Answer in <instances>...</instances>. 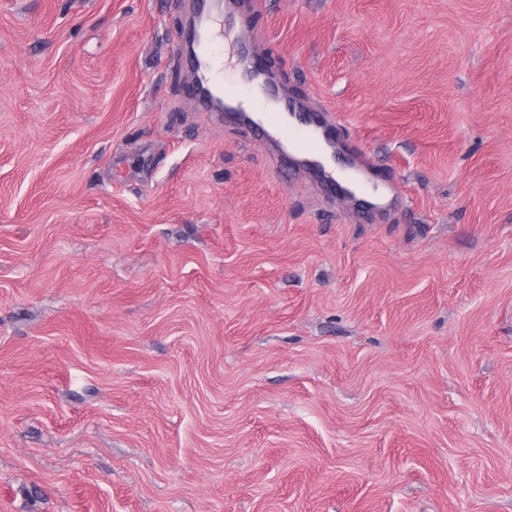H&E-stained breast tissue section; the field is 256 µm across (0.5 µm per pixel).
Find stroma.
Masks as SVG:
<instances>
[{
    "instance_id": "35a3bbf8",
    "label": "stroma",
    "mask_w": 512,
    "mask_h": 512,
    "mask_svg": "<svg viewBox=\"0 0 512 512\" xmlns=\"http://www.w3.org/2000/svg\"><path fill=\"white\" fill-rule=\"evenodd\" d=\"M191 0H0V512H512V0H247L375 220L200 111Z\"/></svg>"
}]
</instances>
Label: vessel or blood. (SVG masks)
Returning a JSON list of instances; mask_svg holds the SVG:
<instances>
[{"label":"vessel or blood","instance_id":"obj_1","mask_svg":"<svg viewBox=\"0 0 512 512\" xmlns=\"http://www.w3.org/2000/svg\"><path fill=\"white\" fill-rule=\"evenodd\" d=\"M233 0H193L191 35L196 49L189 54L194 75L192 92L205 104L221 101L223 112L233 114L242 124L253 127L259 141L289 156L296 165L318 172L328 187L339 179L330 160L338 147L336 123L331 114L321 116L320 124L301 122L297 116H284L281 109L259 89L266 72L252 45L237 36ZM232 54L236 78L224 81V56Z\"/></svg>","mask_w":512,"mask_h":512}]
</instances>
